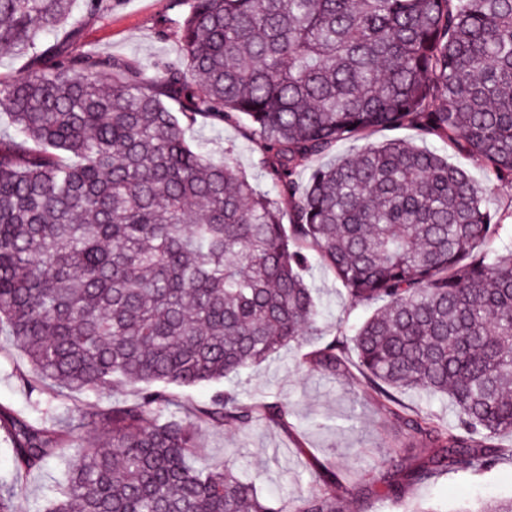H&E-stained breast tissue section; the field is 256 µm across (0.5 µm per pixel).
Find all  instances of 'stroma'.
<instances>
[{
	"label": "stroma",
	"instance_id": "1",
	"mask_svg": "<svg viewBox=\"0 0 512 512\" xmlns=\"http://www.w3.org/2000/svg\"><path fill=\"white\" fill-rule=\"evenodd\" d=\"M180 15V8L172 0H112L111 8L105 12H81L77 18L85 49L154 63L179 56ZM186 138L193 145L205 144L215 155L232 154L242 173L261 187H268L261 155L244 126H216L200 121L187 126ZM312 283L325 305L321 335L310 337L301 347L283 348L275 358L223 383L224 388L247 398L277 396L287 401V426L259 420L244 431L224 426L198 427L200 449L192 464L206 469L231 460L242 480H257L261 494L290 501L300 488L308 486L315 462L331 456L340 470L361 474L358 482L336 490L347 512H352L359 500L370 503L371 512H396L377 502V487L365 478V471L404 455L426 456L431 447L413 438L405 417L379 410L365 399L352 376L299 366L300 357L332 337L338 326L355 327L371 313L370 308L350 306L330 272L313 269ZM32 379L26 356L13 345L7 332L1 331L0 405L20 411L29 419L57 416L76 421L83 414L109 408L112 403L135 400L138 393L135 386L118 384L58 398L53 394V384L34 389L30 386ZM354 413L359 420L353 426L348 418ZM67 470V460L57 459L32 473L19 491V512H44L47 502L63 484ZM511 494L512 463L508 462L481 477L449 475L428 488L410 487L407 498L415 503L430 499L455 508L479 497Z\"/></svg>",
	"mask_w": 512,
	"mask_h": 512
}]
</instances>
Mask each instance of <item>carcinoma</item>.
I'll use <instances>...</instances> for the list:
<instances>
[{"label": "carcinoma", "mask_w": 512, "mask_h": 512, "mask_svg": "<svg viewBox=\"0 0 512 512\" xmlns=\"http://www.w3.org/2000/svg\"><path fill=\"white\" fill-rule=\"evenodd\" d=\"M107 0H0V48L29 68L0 81L16 136L0 138V325L39 382L139 397L86 421L38 424L0 406L11 468L0 512L49 461L73 460L46 512H343L328 457L296 504L231 463L197 469L195 427L285 426L288 404L216 390L188 419L168 388L221 383L319 335L312 264L359 326L301 365L397 394L448 398L456 421L406 418L431 456L372 476L403 512L411 486L512 458V262L479 245L512 221L468 171L402 139L296 179L299 162L378 128H409L512 186V0H176L182 56L145 65L81 48L74 9ZM245 124L272 187L208 157L183 122ZM289 224H283V217ZM98 446L81 443L84 425ZM457 512H512V495Z\"/></svg>", "instance_id": "1"}]
</instances>
